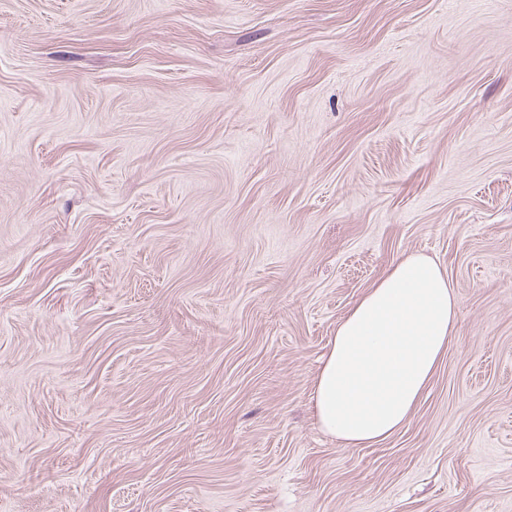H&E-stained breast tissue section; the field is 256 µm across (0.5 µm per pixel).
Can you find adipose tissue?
Wrapping results in <instances>:
<instances>
[{"mask_svg":"<svg viewBox=\"0 0 512 512\" xmlns=\"http://www.w3.org/2000/svg\"><path fill=\"white\" fill-rule=\"evenodd\" d=\"M457 298L430 257L401 259L336 329L314 381L320 428L346 448L390 437L409 418L448 350Z\"/></svg>","mask_w":512,"mask_h":512,"instance_id":"adipose-tissue-1","label":"adipose tissue"}]
</instances>
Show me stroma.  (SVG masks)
Segmentation results:
<instances>
[{
	"mask_svg": "<svg viewBox=\"0 0 512 512\" xmlns=\"http://www.w3.org/2000/svg\"><path fill=\"white\" fill-rule=\"evenodd\" d=\"M414 252L454 336L343 447ZM0 512H512V0H0ZM457 298L430 257L401 259L336 329L314 381L320 428L346 448L390 437L409 418L454 336Z\"/></svg>",
	"mask_w": 512,
	"mask_h": 512,
	"instance_id": "obj_1",
	"label": "stroma"
}]
</instances>
